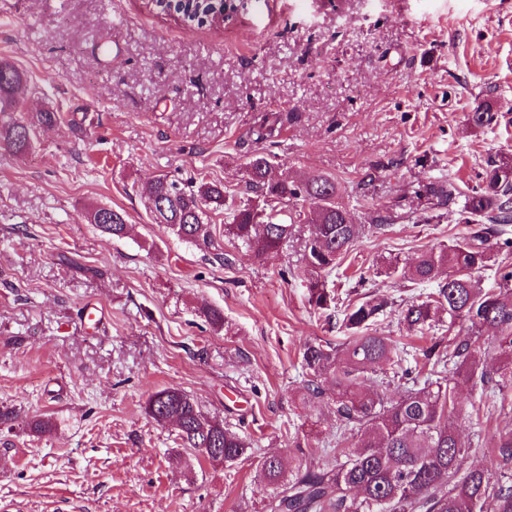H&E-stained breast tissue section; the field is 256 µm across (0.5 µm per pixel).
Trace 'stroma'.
<instances>
[{
    "instance_id": "stroma-1",
    "label": "stroma",
    "mask_w": 512,
    "mask_h": 512,
    "mask_svg": "<svg viewBox=\"0 0 512 512\" xmlns=\"http://www.w3.org/2000/svg\"><path fill=\"white\" fill-rule=\"evenodd\" d=\"M0 60L24 74L26 111L61 114L25 154L0 144V406L17 414L0 424V512H266L257 459L302 431L312 462L336 446L332 403L303 400L301 349L345 333L293 275L300 242L254 255L223 212L212 246L185 242L144 205L158 176L221 183L236 204L257 196L259 151L277 177L330 176L362 230L328 287L347 304L387 297L374 328L409 356L460 335L445 315L409 329L407 304L438 285L385 270L464 229L456 205L414 220V188L473 187L512 157V0H248L203 27L149 0H0ZM479 108L491 124L471 123ZM262 112L289 117L271 146L251 135ZM95 207L124 212L128 234H102ZM90 301L101 324L82 318ZM165 388L250 440L251 460L185 465L175 427L145 411ZM509 424L512 394L459 421L465 468L490 466Z\"/></svg>"
}]
</instances>
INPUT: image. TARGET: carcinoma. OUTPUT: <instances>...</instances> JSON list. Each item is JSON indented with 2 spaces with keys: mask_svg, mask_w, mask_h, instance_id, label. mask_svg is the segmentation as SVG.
Wrapping results in <instances>:
<instances>
[{
  "mask_svg": "<svg viewBox=\"0 0 512 512\" xmlns=\"http://www.w3.org/2000/svg\"><path fill=\"white\" fill-rule=\"evenodd\" d=\"M161 13L175 15L188 24L202 26L224 11V0H156ZM24 75L0 61V143L14 154L26 153L36 129L51 125L58 113L46 110L29 115L16 98ZM283 115L263 113L254 135L258 141L277 137ZM249 184L276 203L299 207L286 223L280 211H266L250 202L232 212L226 230L257 255L274 253L300 232L301 225L315 227L303 240L304 267L309 276V303L329 310L336 295L326 288L321 274L336 270L357 239L361 225L338 202L333 178L316 175L285 181L274 177L264 153H256L246 168ZM415 195L423 210L439 211L464 199L461 216L465 231L453 244L422 252L412 262L392 272L415 282H432L446 274L437 297L407 305L404 320L410 326L430 328L439 310L469 330H495L499 366L487 370L475 341L435 342L424 352L428 369L424 386H412L397 400L365 387L376 365H386L394 375L417 380L405 363V352L396 340L371 330L388 305L384 299L348 304L341 326L346 342H308L303 347L302 368L308 376L304 399L311 404L328 398L334 405L338 442L353 431L360 436L353 446L336 449V457L324 464L307 460L301 442L288 457H264L257 465L263 489L270 492L268 512H512V482L501 481L488 469H463L467 448L456 430L460 419L480 418L482 407L465 406L458 400L456 379L499 393L512 391V264L498 263L500 287L485 290L474 274L491 261L490 239L498 249L512 253V239L501 224H512V158L490 163L482 185L459 189L454 183L434 180L419 186ZM225 204L224 186L204 183L196 188L178 178L162 175L146 188L145 207L154 223L163 224L180 239L197 246L211 242L208 209ZM90 223L114 237L126 234L123 213L99 207ZM147 415L157 424H174L183 446L197 459L230 466L249 458L247 440L209 419L196 401L176 388L152 395ZM499 464H512V428L495 435ZM446 485L448 492L438 493Z\"/></svg>",
  "mask_w": 512,
  "mask_h": 512,
  "instance_id": "1",
  "label": "carcinoma"
}]
</instances>
